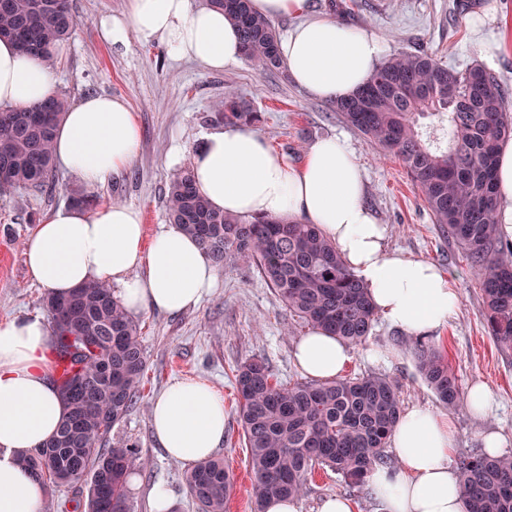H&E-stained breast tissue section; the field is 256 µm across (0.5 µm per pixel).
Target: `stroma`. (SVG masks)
Listing matches in <instances>:
<instances>
[{
	"instance_id": "35a3bbf8",
	"label": "stroma",
	"mask_w": 512,
	"mask_h": 512,
	"mask_svg": "<svg viewBox=\"0 0 512 512\" xmlns=\"http://www.w3.org/2000/svg\"><path fill=\"white\" fill-rule=\"evenodd\" d=\"M317 17H335L376 35L384 55L425 50L459 70L482 66L507 88L505 107L512 111V0H343L346 11L331 12L328 0H309ZM75 27L55 57V89L69 103L82 97L111 95L124 99L141 128V142L129 169L95 191L101 204L112 202L140 210L146 236L166 223L165 195L177 168L191 164L190 148L211 126L203 120L231 91L259 113L254 132L294 164L302 163L314 140L345 138L356 154L366 182L364 202L386 228V246L407 257L430 261L450 277L460 307L448 325L425 342L444 350L461 389L485 384L493 407L484 417L466 406L452 410L456 448L453 462L482 454V436L500 432L504 454L512 455V350L501 349L487 332L481 283L458 244L442 233L418 189L398 158L383 156L334 111L330 103L307 95L286 71L269 72L245 60L221 72L197 63L174 60L158 42L135 35L111 42L103 19L122 17L127 0H72ZM184 152L178 165L166 163L173 145ZM52 189H20L0 198V322L45 316V293L28 274L23 246L37 222L70 204L86 186L63 169H56ZM218 286L194 309L178 314H139L140 340L147 366L135 407L116 424L111 441L136 448L141 463L128 486L131 512H152L151 491L164 484L176 512H197L183 475L187 463L170 458L152 429L150 404L171 382L184 377L208 381L224 397V441L218 451L235 476V490L226 512H254L248 450L237 418L233 375L251 358L265 360L275 379L303 381L292 350L308 328L289 312L255 268L240 263L218 271ZM417 340L375 319L366 342L352 349L343 374L378 375L396 385L402 408L434 411L442 405L420 375L414 357ZM350 498L355 512H379L367 486H352L330 469H317L297 501L298 512H318L324 497Z\"/></svg>"
}]
</instances>
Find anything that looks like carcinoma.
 I'll list each match as a JSON object with an SVG mask.
<instances>
[{"instance_id":"carcinoma-1","label":"carcinoma","mask_w":512,"mask_h":512,"mask_svg":"<svg viewBox=\"0 0 512 512\" xmlns=\"http://www.w3.org/2000/svg\"><path fill=\"white\" fill-rule=\"evenodd\" d=\"M240 34L243 57L280 70L272 21L249 0H209ZM74 28L70 0H0V37L52 65L47 48ZM505 89L480 67L459 71L425 51L381 61L368 82L335 104L344 120L382 151L401 160L443 232L466 253L481 279L488 333L512 349V245L501 240L495 193L499 145L512 138ZM65 98L27 109L0 108V195L47 188L53 181L55 129ZM226 126L259 120L250 104L228 92L215 109ZM166 210L222 267H255L288 310L314 329L352 346L364 343L375 311L362 281L314 224L284 218L244 220L212 208L193 184L191 169L175 173ZM54 309L55 360L68 413L56 435L21 456L42 487L68 486L75 496L54 501L52 512H130L127 477L134 448L110 444L112 427L136 403L147 359L138 321L108 285L91 281ZM91 336L87 346L82 337ZM417 368L448 409L462 400L458 377L438 348L418 344ZM237 413L253 476L255 512L269 500L300 498L315 468H328L354 485L364 483L384 454L401 414L396 385L381 376L281 383L261 359L235 374ZM465 512H512V456L477 455L459 463ZM184 482L198 512H225L233 476L224 459L194 465Z\"/></svg>"}]
</instances>
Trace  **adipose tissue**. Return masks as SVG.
<instances>
[{
    "label": "adipose tissue",
    "instance_id": "adipose-tissue-1",
    "mask_svg": "<svg viewBox=\"0 0 512 512\" xmlns=\"http://www.w3.org/2000/svg\"><path fill=\"white\" fill-rule=\"evenodd\" d=\"M250 6L267 18H296L279 44L280 56L292 82L319 100L333 103L362 88L383 58L379 39L310 16L307 0H251ZM102 28L108 40L132 33L211 71L242 59L237 30L223 12L192 0H128L126 14L104 21ZM54 93L50 67L1 38L0 107L33 106ZM140 139L125 100L88 96L58 124L53 158L94 188L132 165ZM191 171L214 209L248 220L287 217L317 225L390 326L424 337L455 315L460 298L447 273L386 248V229L363 202L361 166L339 138L315 140L296 165L247 128H217L193 150ZM496 201L501 231L512 237V140L498 153ZM24 255L30 276L46 294L65 296L99 281L115 288L133 315L197 307L217 283L200 244L180 225H161L146 237L140 211L122 203L58 208L37 225ZM54 344L42 318L0 323V512L43 510L42 488L19 457L51 439L67 414L55 381ZM293 359L305 376L324 382L341 374L351 348L313 329L296 340ZM150 415L157 441L173 459H209L224 440V399L206 381H174L151 402ZM391 448L395 465L376 467L367 476L381 512H464L448 415L403 411Z\"/></svg>",
    "mask_w": 512,
    "mask_h": 512
}]
</instances>
